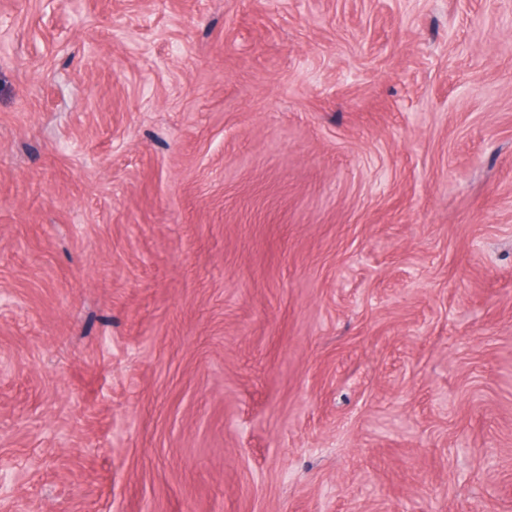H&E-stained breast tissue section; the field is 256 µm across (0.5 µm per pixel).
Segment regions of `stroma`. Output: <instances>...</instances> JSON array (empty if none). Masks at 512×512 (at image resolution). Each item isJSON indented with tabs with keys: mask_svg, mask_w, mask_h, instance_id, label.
<instances>
[{
	"mask_svg": "<svg viewBox=\"0 0 512 512\" xmlns=\"http://www.w3.org/2000/svg\"><path fill=\"white\" fill-rule=\"evenodd\" d=\"M0 512H512V0H0Z\"/></svg>",
	"mask_w": 512,
	"mask_h": 512,
	"instance_id": "stroma-1",
	"label": "stroma"
}]
</instances>
